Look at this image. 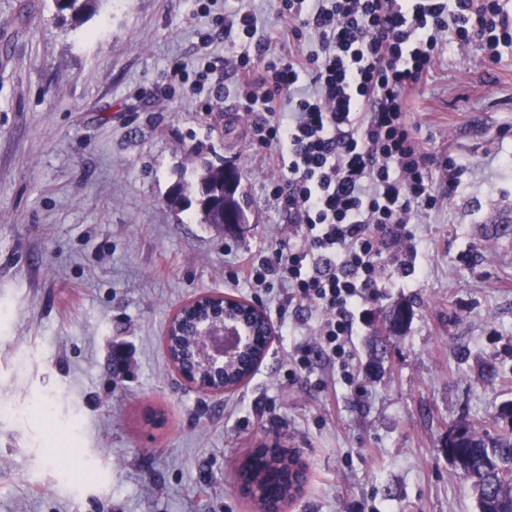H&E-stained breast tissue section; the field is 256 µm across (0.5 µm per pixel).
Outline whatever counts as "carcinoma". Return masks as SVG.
I'll use <instances>...</instances> for the list:
<instances>
[{"label":"carcinoma","mask_w":512,"mask_h":512,"mask_svg":"<svg viewBox=\"0 0 512 512\" xmlns=\"http://www.w3.org/2000/svg\"><path fill=\"white\" fill-rule=\"evenodd\" d=\"M58 13H67L71 22L80 24L97 12L100 0H54ZM227 167L224 160H206L193 167L191 178L181 171L169 191L170 204L184 208L186 201L202 192L216 194L224 186ZM224 205L233 212L236 222L249 223L248 204L243 193H230ZM409 306L397 304L386 316V329L395 333L406 327ZM443 448L455 457L454 464L464 479L471 482L479 512H512V425L495 436L481 435L466 422L449 426Z\"/></svg>","instance_id":"carcinoma-1"}]
</instances>
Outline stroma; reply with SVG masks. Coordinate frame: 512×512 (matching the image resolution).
Returning <instances> with one entry per match:
<instances>
[{"label":"stroma","instance_id":"stroma-1","mask_svg":"<svg viewBox=\"0 0 512 512\" xmlns=\"http://www.w3.org/2000/svg\"><path fill=\"white\" fill-rule=\"evenodd\" d=\"M238 8L277 22L274 0H100L76 26L54 0H0V512H257L230 472L269 437L308 469L286 512H478L441 445L460 419L506 428L512 401V52L491 65L449 49L411 103L426 150L462 157L461 184L409 225L407 270L357 309L350 373L317 350L301 370L315 318L236 277L288 222L236 84L217 111L169 71L239 51L233 35L201 44ZM198 145L241 176L242 235L167 202ZM202 291L297 326L220 397L185 385L163 345ZM400 302L412 318L385 335Z\"/></svg>","mask_w":512,"mask_h":512}]
</instances>
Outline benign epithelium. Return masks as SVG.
Returning <instances> with one entry per match:
<instances>
[{"label":"benign epithelium","instance_id":"1","mask_svg":"<svg viewBox=\"0 0 512 512\" xmlns=\"http://www.w3.org/2000/svg\"><path fill=\"white\" fill-rule=\"evenodd\" d=\"M192 329L191 344L181 355L169 354L178 376L207 396H222L240 389L267 356L275 340L276 328L259 304L227 293L201 292L179 308L170 318L164 336L165 348L173 336ZM253 352L257 359L247 374L231 385L224 384V367L240 362ZM292 494L285 500H264L261 484L241 478V467L233 472V482L250 497L265 502L263 512H284V506L300 496L304 472L290 474Z\"/></svg>","mask_w":512,"mask_h":512}]
</instances>
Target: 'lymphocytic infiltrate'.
Instances as JSON below:
<instances>
[{"label":"lymphocytic infiltrate","instance_id":"obj_1","mask_svg":"<svg viewBox=\"0 0 512 512\" xmlns=\"http://www.w3.org/2000/svg\"><path fill=\"white\" fill-rule=\"evenodd\" d=\"M508 1L276 0L280 25L259 41L251 12L215 18L241 42L215 68L235 78L248 141L274 172L270 193L289 221L263 262L241 258L240 275L253 288L277 279L318 311L329 357L345 358L357 307L388 284L384 255L407 247V225L441 208L465 170L457 156L422 149L409 95L449 46L498 63L512 47ZM311 39L315 50L304 51Z\"/></svg>","mask_w":512,"mask_h":512}]
</instances>
